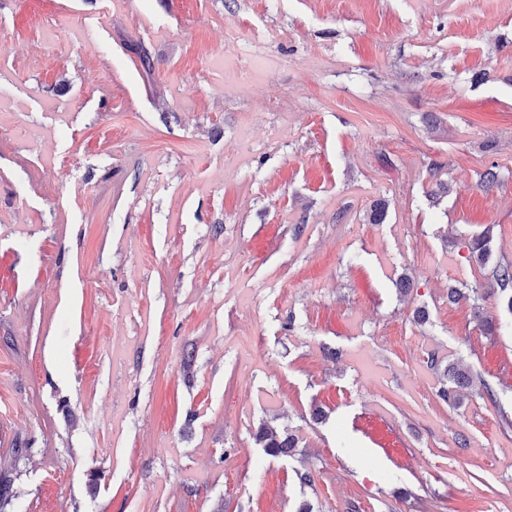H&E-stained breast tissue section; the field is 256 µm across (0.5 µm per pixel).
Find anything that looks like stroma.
Returning a JSON list of instances; mask_svg holds the SVG:
<instances>
[{
  "label": "stroma",
  "instance_id": "35a3bbf8",
  "mask_svg": "<svg viewBox=\"0 0 512 512\" xmlns=\"http://www.w3.org/2000/svg\"><path fill=\"white\" fill-rule=\"evenodd\" d=\"M488 225L512 260V0H0L16 512H512V314L448 300ZM444 378L448 386L442 390V398L449 406L455 407L460 402V391L473 386L474 377L468 368L458 363L448 364L444 369ZM257 439L263 442V448L271 456H286L291 448H295V438L286 434L281 437L273 427L262 425L257 433Z\"/></svg>",
  "mask_w": 512,
  "mask_h": 512
}]
</instances>
